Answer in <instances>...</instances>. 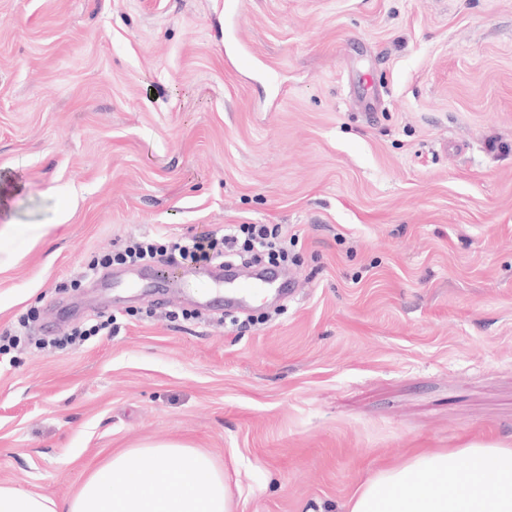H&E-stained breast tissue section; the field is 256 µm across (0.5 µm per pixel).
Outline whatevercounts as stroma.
Wrapping results in <instances>:
<instances>
[{
    "label": "stroma",
    "mask_w": 512,
    "mask_h": 512,
    "mask_svg": "<svg viewBox=\"0 0 512 512\" xmlns=\"http://www.w3.org/2000/svg\"><path fill=\"white\" fill-rule=\"evenodd\" d=\"M238 30L253 67L224 0H0V484L180 441L233 512H342L407 449L512 437V0H239ZM228 224L287 225L297 299L186 320L83 276ZM113 322V317H108L106 320H96L89 325L74 329L66 338L60 340H51L50 342H44L43 345L50 347H61L67 344H74L76 342H82L88 340L92 336H103L110 335L111 331L105 333L110 328Z\"/></svg>",
    "instance_id": "1"
}]
</instances>
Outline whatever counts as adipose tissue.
Here are the masks:
<instances>
[{"label":"adipose tissue","instance_id":"1","mask_svg":"<svg viewBox=\"0 0 512 512\" xmlns=\"http://www.w3.org/2000/svg\"><path fill=\"white\" fill-rule=\"evenodd\" d=\"M0 512H232L224 469L180 442L112 452L62 499L0 485ZM346 512H512V444L414 448L359 483Z\"/></svg>","mask_w":512,"mask_h":512}]
</instances>
